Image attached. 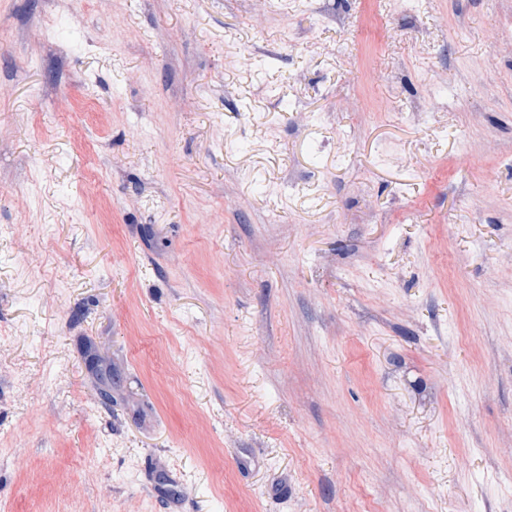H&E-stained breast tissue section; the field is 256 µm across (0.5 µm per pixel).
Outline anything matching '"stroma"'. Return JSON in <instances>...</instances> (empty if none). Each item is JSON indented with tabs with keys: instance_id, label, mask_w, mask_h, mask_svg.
Instances as JSON below:
<instances>
[{
	"instance_id": "obj_1",
	"label": "stroma",
	"mask_w": 512,
	"mask_h": 512,
	"mask_svg": "<svg viewBox=\"0 0 512 512\" xmlns=\"http://www.w3.org/2000/svg\"><path fill=\"white\" fill-rule=\"evenodd\" d=\"M0 0V512H512V0Z\"/></svg>"
}]
</instances>
